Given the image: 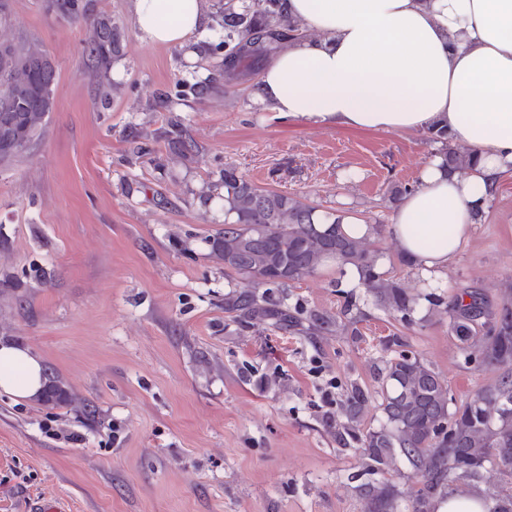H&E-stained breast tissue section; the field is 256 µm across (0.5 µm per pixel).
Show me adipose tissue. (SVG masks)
<instances>
[{
    "label": "adipose tissue",
    "instance_id": "adipose-tissue-1",
    "mask_svg": "<svg viewBox=\"0 0 512 512\" xmlns=\"http://www.w3.org/2000/svg\"><path fill=\"white\" fill-rule=\"evenodd\" d=\"M152 45L182 43L205 19L204 0H132ZM308 31L264 69L252 100L325 127L443 130L468 145L466 175L443 155L422 166L391 229L424 278L447 269L500 177L512 171V0H286ZM43 367L0 344V393L31 400Z\"/></svg>",
    "mask_w": 512,
    "mask_h": 512
}]
</instances>
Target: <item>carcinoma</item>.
<instances>
[{"label":"carcinoma","mask_w":512,"mask_h":512,"mask_svg":"<svg viewBox=\"0 0 512 512\" xmlns=\"http://www.w3.org/2000/svg\"><path fill=\"white\" fill-rule=\"evenodd\" d=\"M65 11L74 21L89 20L93 37L86 47L88 64L107 69L121 52L119 27L112 17L88 14L81 0H49L46 9ZM224 34L212 43L224 51L220 67L224 83L247 74L248 68L276 54L300 35L299 25L283 14L280 0H255L237 6L225 0ZM7 61L0 60V94L13 98V108L0 112V145L24 134L33 144L53 111L54 97L39 88L56 83V70L46 75L32 69L36 57L49 54L35 39L21 37L7 43ZM452 171L468 169L471 154L448 148ZM224 224L208 236L211 256L224 265V276L237 290L224 295V311L246 323L267 321L278 330L316 336L356 332L367 314L351 301L336 315L312 313L301 319L274 293L315 275L329 259L357 268L362 287L377 306L404 321H413L418 296L398 281L377 271L378 255L370 242L346 236L340 222L316 219L315 208L276 191L265 190L233 167L224 168ZM503 305L493 309L483 291L463 290L451 302L438 296L432 311L449 315L451 332L460 342L467 363L501 370L491 382L459 408L449 410L448 385L419 354L402 350L384 362L379 407L384 423L362 435L355 433L361 414L374 397L357 385L348 390L342 408L345 422L334 425L336 442H360L367 467L385 475L404 461L412 469L417 488L404 493L389 482L361 485L364 512H435L437 499H447L471 480L480 479L495 464L503 485L492 497L488 512H512V281L499 285ZM78 401L59 376L46 374L42 405L68 407Z\"/></svg>","instance_id":"1"}]
</instances>
